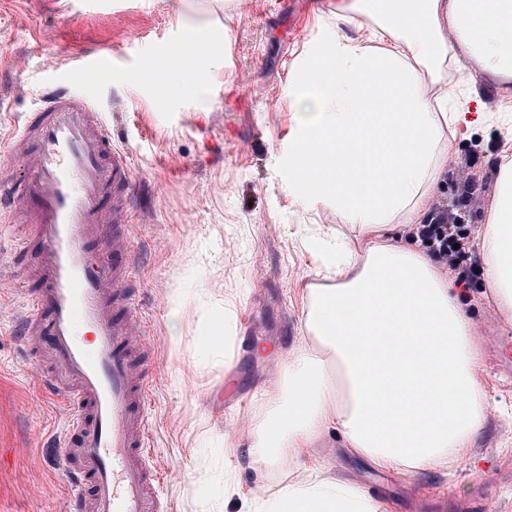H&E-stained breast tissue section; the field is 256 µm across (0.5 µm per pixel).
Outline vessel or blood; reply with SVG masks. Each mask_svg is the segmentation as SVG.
Returning <instances> with one entry per match:
<instances>
[{
    "instance_id": "obj_1",
    "label": "vessel or blood",
    "mask_w": 512,
    "mask_h": 512,
    "mask_svg": "<svg viewBox=\"0 0 512 512\" xmlns=\"http://www.w3.org/2000/svg\"><path fill=\"white\" fill-rule=\"evenodd\" d=\"M90 83L108 58L70 59ZM13 165L0 166V199L42 245L38 286L25 291V332L55 368L44 391L70 411V512H166L162 475L149 464L148 384L137 373L139 317L124 290L127 266L101 250L107 227L125 222L132 173L101 112L88 99L49 94L10 138Z\"/></svg>"
}]
</instances>
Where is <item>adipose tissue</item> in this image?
Here are the masks:
<instances>
[{
  "label": "adipose tissue",
  "mask_w": 512,
  "mask_h": 512,
  "mask_svg": "<svg viewBox=\"0 0 512 512\" xmlns=\"http://www.w3.org/2000/svg\"><path fill=\"white\" fill-rule=\"evenodd\" d=\"M326 50L296 68L311 105L289 156L288 187L336 206L364 249L321 240L304 312L315 348L283 362L286 390L248 445L257 468L295 464L328 431L374 467L417 475L445 467L483 430L480 355L469 318L421 246L397 243L400 215L422 223L448 165V132L486 119L448 80L465 63L512 81V0H332ZM369 39L348 36L359 19ZM457 34L450 45L447 30ZM483 233L486 281L512 317V162ZM335 369H328V362ZM249 512H380L359 486L312 467L262 488Z\"/></svg>",
  "instance_id": "obj_1"
}]
</instances>
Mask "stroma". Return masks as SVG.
<instances>
[{"instance_id":"1","label":"stroma","mask_w":512,"mask_h":512,"mask_svg":"<svg viewBox=\"0 0 512 512\" xmlns=\"http://www.w3.org/2000/svg\"><path fill=\"white\" fill-rule=\"evenodd\" d=\"M330 0H0V163L9 162L12 121L33 111L47 87H66L101 110L113 144L129 156L130 286L150 344L142 376L151 387L153 462L163 472L169 512H242L261 485L287 480L256 471L240 444L283 387L276 358L304 343L307 290L317 264L310 237L355 239L344 215L288 193V146L304 108L290 91L296 66L333 34ZM228 30L224 56L202 62L209 94H154L135 75L159 44L174 48L187 23ZM105 56L112 66L84 84L71 56ZM451 93L478 99L484 124L448 136V166L431 207L460 212L469 227L460 265L482 254L481 232L497 192L499 151L512 139V89L469 66ZM40 255L27 225L0 209V512H67L70 477L43 394L48 365L38 339L22 337V297ZM480 354L486 425L450 469L410 476L350 456L336 433L308 448L300 467L327 465L361 486L386 512H512V352L492 351L490 324L512 330L485 279L456 286ZM231 313L237 379L224 386V359L197 338ZM237 491L224 495V478Z\"/></svg>"}]
</instances>
